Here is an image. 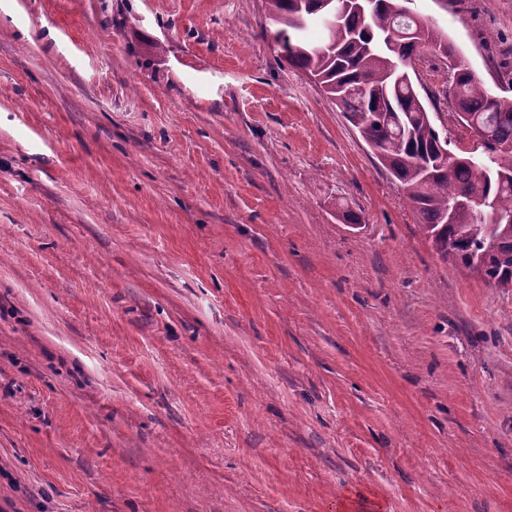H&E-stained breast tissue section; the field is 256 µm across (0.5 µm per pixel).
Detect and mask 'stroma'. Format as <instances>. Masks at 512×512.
Returning <instances> with one entry per match:
<instances>
[{
	"label": "stroma",
	"mask_w": 512,
	"mask_h": 512,
	"mask_svg": "<svg viewBox=\"0 0 512 512\" xmlns=\"http://www.w3.org/2000/svg\"><path fill=\"white\" fill-rule=\"evenodd\" d=\"M411 8L512 87V0ZM267 24L0 0V512H512V288L436 254Z\"/></svg>",
	"instance_id": "1"
}]
</instances>
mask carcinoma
Masks as SVG:
<instances>
[{"mask_svg": "<svg viewBox=\"0 0 512 512\" xmlns=\"http://www.w3.org/2000/svg\"><path fill=\"white\" fill-rule=\"evenodd\" d=\"M412 0H266L272 34L281 56L308 72L336 101L361 137L380 152L379 161L400 182L421 228L443 260L497 288H512V223L487 227L484 218L512 215V96L488 92L465 60L448 65L442 96L451 99L462 124L484 139L481 155H459L436 167L444 140L420 99L407 69L426 47L445 58L452 45L436 46L415 31L429 23L405 15ZM332 14L315 43L297 19ZM496 246L480 247L485 236Z\"/></svg>", "mask_w": 512, "mask_h": 512, "instance_id": "obj_1", "label": "carcinoma"}]
</instances>
